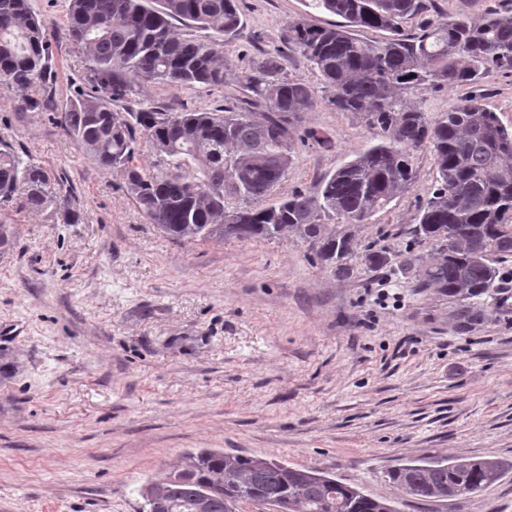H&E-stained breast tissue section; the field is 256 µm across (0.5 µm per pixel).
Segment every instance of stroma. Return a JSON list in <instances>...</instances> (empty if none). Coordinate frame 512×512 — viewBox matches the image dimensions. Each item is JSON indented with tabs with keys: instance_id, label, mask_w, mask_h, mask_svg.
<instances>
[{
	"instance_id": "1",
	"label": "stroma",
	"mask_w": 512,
	"mask_h": 512,
	"mask_svg": "<svg viewBox=\"0 0 512 512\" xmlns=\"http://www.w3.org/2000/svg\"><path fill=\"white\" fill-rule=\"evenodd\" d=\"M51 32V76L20 89L0 82V143L51 171L68 207L0 200V512H140V488L184 452L221 449L318 469L401 512H512V285L486 300L490 319L467 335L448 304L418 287L402 261L437 171L414 153L416 183L369 223L359 246L387 249V269L353 259L349 277L321 268L295 235L183 243L137 209L122 171H106L22 98L89 91L90 62L66 37L65 0H31ZM243 24L224 39L190 29L229 62L226 86L137 84L131 109H214L253 61L276 49L289 20L337 23L305 0H239ZM284 74L311 84L317 105L282 192L378 142L337 111L332 91L298 56ZM477 93L512 130V73ZM81 220L70 224L66 209ZM448 455L490 458L494 484L450 501L402 497L397 464Z\"/></svg>"
}]
</instances>
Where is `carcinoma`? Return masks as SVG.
I'll list each match as a JSON object with an SVG mask.
<instances>
[{
  "mask_svg": "<svg viewBox=\"0 0 512 512\" xmlns=\"http://www.w3.org/2000/svg\"><path fill=\"white\" fill-rule=\"evenodd\" d=\"M343 24L288 21L282 48L267 52L241 77L248 108L234 112H166L156 106L117 110L133 82L173 87H224L221 51L179 32L210 29L225 38L241 25L238 0H65L69 40L91 62V92L67 100L58 125L104 170L125 173V188L150 223L178 241L274 240L287 233L316 246L322 268L350 275L357 243L338 224H367L417 179L413 154L428 148L437 186L421 209L415 236L430 241L428 261L405 260L420 288L448 300L454 324L468 334L487 320L478 299L490 293L495 263L512 257V131L477 95L436 119L404 99L420 86H468L486 74L512 73V15L439 13L418 31L404 24L427 10L425 0H310ZM382 31L360 38L354 29ZM305 58L333 92L331 104L369 128L381 142L324 175L316 191L262 201L285 179L298 125L316 106V90L282 76L284 50ZM49 27L29 0H0V79L26 88L51 75ZM168 157L166 173L145 177L134 164L138 138ZM25 187L35 210L60 203L51 172L11 146H0V196ZM461 234L448 247V228ZM368 269L390 263L367 249ZM505 470L495 459H428L388 472L393 486L416 499H453L481 491ZM143 512H398L313 468L219 449L185 452L163 477L141 488Z\"/></svg>",
  "mask_w": 512,
  "mask_h": 512,
  "instance_id": "carcinoma-1",
  "label": "carcinoma"
}]
</instances>
